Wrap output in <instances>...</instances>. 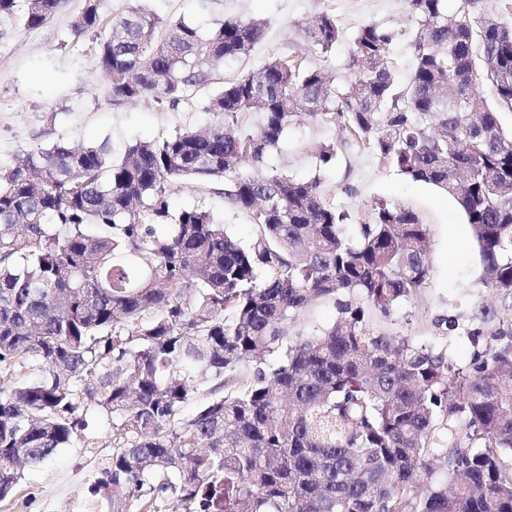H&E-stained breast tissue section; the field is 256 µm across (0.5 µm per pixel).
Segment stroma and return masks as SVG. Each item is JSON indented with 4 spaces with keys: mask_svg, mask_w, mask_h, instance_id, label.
<instances>
[{
    "mask_svg": "<svg viewBox=\"0 0 512 512\" xmlns=\"http://www.w3.org/2000/svg\"><path fill=\"white\" fill-rule=\"evenodd\" d=\"M85 0H65L54 20L27 27L23 7L0 16V165L56 142L96 144L108 141L113 158H121L138 140H161L209 126L215 117L206 103L212 87L195 91L178 108L154 101L114 106L108 84L94 67L95 39H74L70 21ZM164 18H183L202 30L228 18L258 19L266 37L248 59L225 60L219 73L230 79L261 67L270 59L294 53L327 67L337 82L348 81L352 40L357 29L374 22L394 32L390 53L398 83H407L412 69L409 50L414 23L405 0H150ZM323 14L335 17L342 38L331 53L308 52L303 26ZM334 122L298 119L284 134L269 162L300 179L319 178L330 203L355 217L385 201L416 213L428 232L432 275L425 288L395 306L379 326L389 335L416 336L445 353L449 363L468 362L471 346L465 336H446L435 326L439 316H468L487 299L483 265L470 227L454 199L435 188L412 182L371 152L346 143ZM337 144L335 160L322 164L316 146ZM223 182L187 184L168 192L171 211L202 208L242 243L257 233L245 215L224 200ZM89 427L60 449L45 466L24 469L10 500L0 512H102L88 485L112 452V419L91 412Z\"/></svg>",
    "mask_w": 512,
    "mask_h": 512,
    "instance_id": "stroma-1",
    "label": "stroma"
}]
</instances>
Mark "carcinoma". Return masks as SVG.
<instances>
[{"mask_svg": "<svg viewBox=\"0 0 512 512\" xmlns=\"http://www.w3.org/2000/svg\"><path fill=\"white\" fill-rule=\"evenodd\" d=\"M407 0L409 82L393 33L357 30L344 88L304 59L274 58L224 83L214 124L108 144H54L0 166V501L21 468L49 462L87 406L115 418L112 454L90 485L105 512H512V27L481 0ZM29 27L63 0H24ZM110 0H85L75 38ZM266 23L208 33L128 0L97 39L115 106H179L211 83L208 62L246 58ZM320 54L333 17L302 30ZM258 112L261 123L243 128ZM339 120L351 141L455 199L493 298L466 322L435 320L472 345L455 366L376 326L430 278L427 230L378 202L356 230L320 183L273 168L293 118ZM222 179L259 226L243 245L199 208L172 214L173 183ZM327 327L289 335L314 302ZM252 362L248 377L241 365ZM36 373L32 380L18 373ZM210 396L184 414L200 387ZM446 478L435 477L436 470Z\"/></svg>", "mask_w": 512, "mask_h": 512, "instance_id": "obj_1", "label": "carcinoma"}]
</instances>
